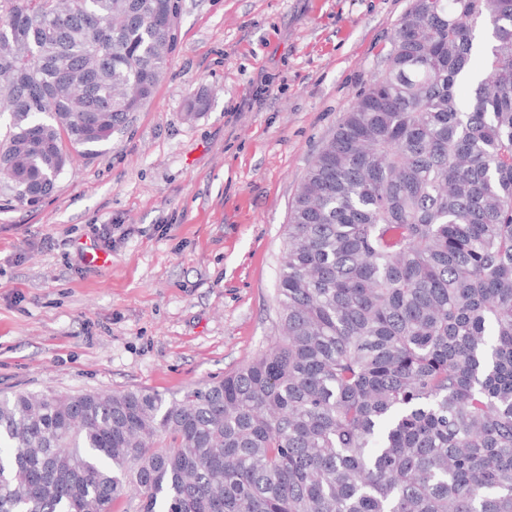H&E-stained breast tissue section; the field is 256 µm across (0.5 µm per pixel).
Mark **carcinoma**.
<instances>
[{
	"label": "carcinoma",
	"mask_w": 512,
	"mask_h": 512,
	"mask_svg": "<svg viewBox=\"0 0 512 512\" xmlns=\"http://www.w3.org/2000/svg\"><path fill=\"white\" fill-rule=\"evenodd\" d=\"M179 8L0 0L6 193L145 105ZM277 298L271 347L180 396L0 395V512H512V0H413L297 186Z\"/></svg>",
	"instance_id": "obj_1"
}]
</instances>
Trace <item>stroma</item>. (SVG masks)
Wrapping results in <instances>:
<instances>
[{"label":"stroma","mask_w":512,"mask_h":512,"mask_svg":"<svg viewBox=\"0 0 512 512\" xmlns=\"http://www.w3.org/2000/svg\"><path fill=\"white\" fill-rule=\"evenodd\" d=\"M410 5L180 0L150 101L45 199L0 191V394L179 395L267 350L296 187Z\"/></svg>","instance_id":"stroma-1"}]
</instances>
